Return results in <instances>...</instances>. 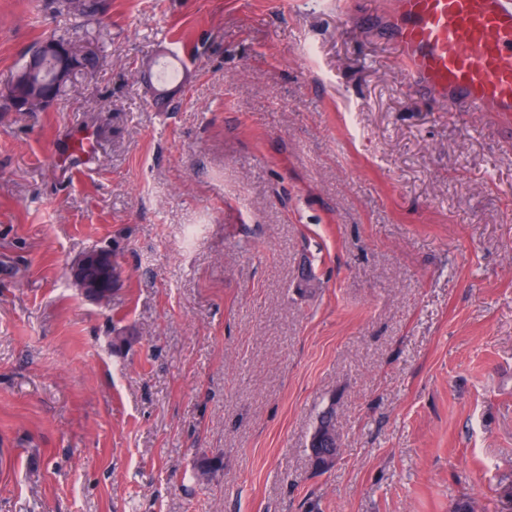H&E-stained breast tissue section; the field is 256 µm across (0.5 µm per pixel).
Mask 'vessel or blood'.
Masks as SVG:
<instances>
[{"mask_svg": "<svg viewBox=\"0 0 512 512\" xmlns=\"http://www.w3.org/2000/svg\"><path fill=\"white\" fill-rule=\"evenodd\" d=\"M399 59L449 109L512 113V0H397Z\"/></svg>", "mask_w": 512, "mask_h": 512, "instance_id": "1", "label": "vessel or blood"}]
</instances>
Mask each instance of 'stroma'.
<instances>
[{
  "instance_id": "obj_1",
  "label": "stroma",
  "mask_w": 512,
  "mask_h": 512,
  "mask_svg": "<svg viewBox=\"0 0 512 512\" xmlns=\"http://www.w3.org/2000/svg\"><path fill=\"white\" fill-rule=\"evenodd\" d=\"M100 4L0 0V512H502L512 114L415 86L395 0ZM53 36L96 71L4 111ZM105 262L109 263L112 271V257L110 254L100 251L82 256L75 264L74 275L80 288L85 294L95 297L100 301L106 299L112 292H101L99 290L96 270ZM318 422L320 424H323L324 422L328 423L331 426L332 435L330 437V443L327 441V439L319 441L318 444L311 443V446L309 443L310 458L312 461V465L316 470L325 472L329 469L328 466H325V456L327 455L328 452H330V448H334L336 457L338 455L336 447L338 446L339 436L336 433V427L335 424L333 423L332 415L330 413L323 412L319 416L317 424ZM336 436L338 441L336 440Z\"/></svg>"
}]
</instances>
